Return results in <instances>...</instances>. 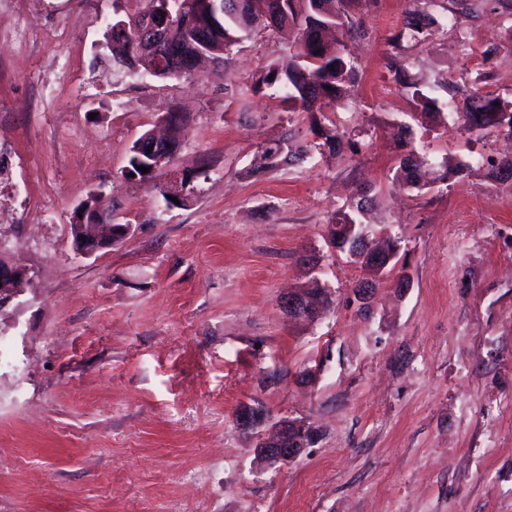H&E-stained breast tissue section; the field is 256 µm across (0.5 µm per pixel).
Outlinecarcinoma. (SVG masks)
Wrapping results in <instances>:
<instances>
[{
  "mask_svg": "<svg viewBox=\"0 0 512 512\" xmlns=\"http://www.w3.org/2000/svg\"><path fill=\"white\" fill-rule=\"evenodd\" d=\"M357 0H147V7L138 13L145 18L166 17L172 25L175 49L198 63L200 56L220 59L230 54L255 28L278 32L294 28L298 33L295 51L288 60L270 66L260 73L254 82V89L281 88L289 110L320 112L318 102L336 96L345 86L356 82L358 75L353 64L343 52L325 42L323 34L330 28L346 22L355 25L351 8ZM132 16L117 17L106 28L114 62L135 67L131 62V48L135 47L137 35L126 34L122 24L131 23ZM435 18L413 4L409 10L404 28L393 38V47L410 40L421 42L426 29ZM334 69H329V66ZM275 78H269V75ZM512 110V104L476 94L472 97L468 119L474 127L493 125L499 131L512 135V115L507 122L499 116ZM313 131L323 138V145L336 146L341 137L334 127L316 122ZM285 162L300 161L304 148L291 144V139L282 137L259 145L252 169L271 170L276 165L272 157ZM148 168L143 173L139 167ZM135 174L141 182H150L155 177L153 159L150 154L134 143L123 169V175Z\"/></svg>",
  "mask_w": 512,
  "mask_h": 512,
  "instance_id": "carcinoma-1",
  "label": "carcinoma"
}]
</instances>
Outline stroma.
Wrapping results in <instances>:
<instances>
[{
    "label": "stroma",
    "mask_w": 512,
    "mask_h": 512,
    "mask_svg": "<svg viewBox=\"0 0 512 512\" xmlns=\"http://www.w3.org/2000/svg\"><path fill=\"white\" fill-rule=\"evenodd\" d=\"M142 7L0 0V199L16 213L0 235L33 273L0 311V512H512V178L491 168L512 139L461 112L474 92L512 102L503 0L453 28L454 0H435L436 24L397 48L409 0H360V30L337 33L358 79L318 114L253 89L292 32L252 31L222 67L176 80L130 73L102 42ZM398 70L454 91L417 101ZM173 110L177 152L153 182L125 179L133 143ZM316 119L345 144L316 145ZM287 133L304 161L250 173ZM407 152L416 188L393 180ZM184 177L185 204L166 206L158 186ZM98 187L134 233L77 260L70 226ZM364 192L406 292L332 245V217ZM314 281L332 306L288 318L281 296ZM360 281L376 284L367 310ZM245 403L313 423L315 444L259 469Z\"/></svg>",
    "instance_id": "obj_1"
}]
</instances>
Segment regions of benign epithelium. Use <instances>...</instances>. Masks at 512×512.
Instances as JSON below:
<instances>
[{"label": "benign epithelium", "instance_id": "benign-epithelium-1", "mask_svg": "<svg viewBox=\"0 0 512 512\" xmlns=\"http://www.w3.org/2000/svg\"><path fill=\"white\" fill-rule=\"evenodd\" d=\"M145 27L150 31V40L136 48V55L152 51L160 66L175 68L170 48V26L165 20L146 18ZM88 205L78 207L80 219L70 225L72 251L75 257L87 259L97 253L110 250L127 240L132 234V225L112 223V213L102 208L97 193L91 194ZM367 224L346 225L345 237L336 241V248L348 253L359 264L377 272L386 271L394 259V253L385 247H376L370 238ZM31 282L30 271L13 266L0 248V310L24 294ZM310 291L292 293L281 299L283 312L292 318L315 320L322 310L323 295ZM238 426L245 431L263 429L258 437L255 458L269 468L284 469L292 465L316 440L317 432L307 421L287 417L273 420L255 405L245 403L236 413Z\"/></svg>", "mask_w": 512, "mask_h": 512}]
</instances>
